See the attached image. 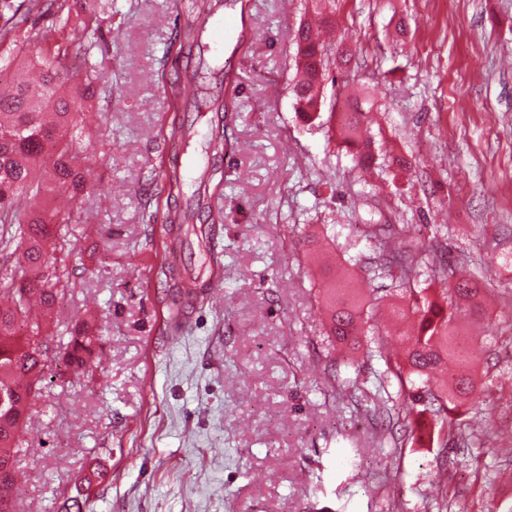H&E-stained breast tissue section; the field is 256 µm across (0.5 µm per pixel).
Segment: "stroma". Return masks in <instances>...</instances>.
Instances as JSON below:
<instances>
[{"mask_svg":"<svg viewBox=\"0 0 512 512\" xmlns=\"http://www.w3.org/2000/svg\"><path fill=\"white\" fill-rule=\"evenodd\" d=\"M223 4L245 31L221 54L228 84L195 48L179 69L162 66L174 0H112L107 14L71 18L101 39L91 53L104 88L80 103L89 186L56 201L81 216L66 227L59 321L92 317L103 367L90 381L47 372L19 454L18 512L66 501L81 512H435V483L450 512H512V0H336L335 39L356 59L330 69L311 125L289 90L308 0ZM176 81L223 100V115L173 99ZM352 101L379 152L410 162L411 181L381 161L369 179L353 171L335 134ZM219 117L223 181L199 200L170 197L163 169L202 153L200 140L170 141L172 119L203 132ZM211 206L224 211L223 283L178 310L158 267L168 249L199 267L182 228ZM369 224L408 225L415 243L492 285L482 316L461 322L485 375L471 456L448 464L436 443L379 444L365 394L384 361L344 367L323 337L325 268L368 280L379 255ZM372 282L383 306L399 303L391 277Z\"/></svg>","mask_w":512,"mask_h":512,"instance_id":"1","label":"stroma"}]
</instances>
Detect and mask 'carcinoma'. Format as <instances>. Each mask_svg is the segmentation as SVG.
<instances>
[{"mask_svg": "<svg viewBox=\"0 0 512 512\" xmlns=\"http://www.w3.org/2000/svg\"><path fill=\"white\" fill-rule=\"evenodd\" d=\"M175 8L184 22L176 31L175 46L199 45L200 28L195 25L197 0H176ZM69 0H0V73L9 69L33 34L24 29L34 15L66 21ZM333 19L314 11L299 27L294 57L296 76L292 85L294 109L303 119L313 121L323 105L321 88L329 63L346 65L352 53L346 47L331 50L323 40ZM35 81L18 82L0 92V252L9 253L13 268L0 274V512H15L18 491L15 457L28 434L34 396L32 384L42 381L49 337L54 333V312L65 295L68 271L62 255L69 243L59 225L76 223L46 205L57 189L77 194L85 187V176L76 165L84 133L79 99H91L101 90L96 67L88 63L87 52L70 53V46L58 44L40 51L34 65ZM368 113L358 106L342 113L339 123L341 144L351 154L354 167L367 173L376 163L375 141ZM208 150L224 151L222 128L211 125ZM50 155L49 167L42 158ZM210 223L192 227L194 235L207 239L222 212L212 210ZM370 236L378 241L385 262L372 268L378 278L398 267L397 288L408 293L403 306L393 308L400 319L412 324L403 336L405 346L386 356L384 338L371 335L363 310L374 309L375 289L358 288L346 296L330 289L327 337L331 344L349 351L365 350V358L379 357L386 369L374 393L367 395L373 411L388 421L407 424L414 432L411 416L431 413L437 417V435L443 447L468 449L478 437L470 421H454L448 415L465 405H476L484 383L472 367L469 342L456 332L457 305L473 301L469 316L481 314L475 302L488 284L474 275L458 272L437 262L423 246L404 243L387 224L370 225ZM168 287L176 295L189 293V286L208 287L214 274L210 266L198 272L181 273L174 266L162 270ZM432 288L415 286L420 277ZM103 344L88 318L72 325L63 352L57 355L73 375L93 378L102 363ZM397 383L404 395L398 406L389 404L387 386Z\"/></svg>", "mask_w": 512, "mask_h": 512, "instance_id": "1", "label": "carcinoma"}]
</instances>
